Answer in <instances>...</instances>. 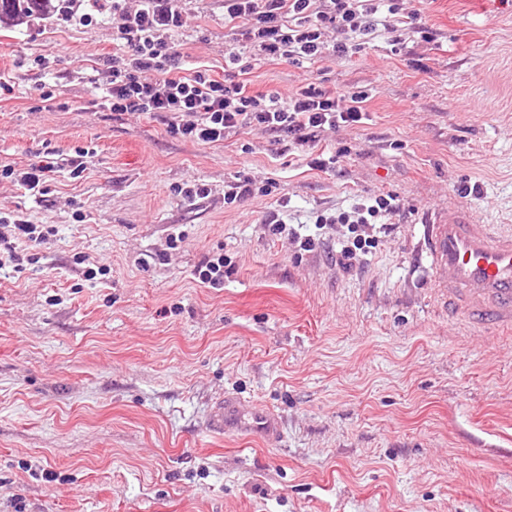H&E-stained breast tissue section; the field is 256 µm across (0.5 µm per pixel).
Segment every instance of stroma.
<instances>
[{"label":"stroma","instance_id":"stroma-1","mask_svg":"<svg viewBox=\"0 0 512 512\" xmlns=\"http://www.w3.org/2000/svg\"><path fill=\"white\" fill-rule=\"evenodd\" d=\"M179 5L181 75L223 78L224 0ZM401 6L429 34L313 64L244 56L253 92H367L365 123L304 145L260 128L201 144L170 113L105 107L127 52L111 5L0 21V212L54 228L0 267V512H512V334L436 312L415 252L434 208L512 225V0ZM320 153L336 164L311 168ZM33 164L51 167L36 197L16 179ZM239 177L275 186L227 204ZM387 193L391 230L339 265L343 229L317 215ZM217 254L213 288L196 271ZM227 393L278 437L210 434Z\"/></svg>","mask_w":512,"mask_h":512}]
</instances>
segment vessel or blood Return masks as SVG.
<instances>
[{
  "label": "vessel or blood",
  "instance_id": "vessel-or-blood-1",
  "mask_svg": "<svg viewBox=\"0 0 512 512\" xmlns=\"http://www.w3.org/2000/svg\"><path fill=\"white\" fill-rule=\"evenodd\" d=\"M420 247L430 262L433 299L442 311L467 329L512 332L511 228L485 223L466 206L437 208L423 223ZM232 426L271 437L278 420L261 409L241 418L236 400L228 397L210 429L220 434Z\"/></svg>",
  "mask_w": 512,
  "mask_h": 512
}]
</instances>
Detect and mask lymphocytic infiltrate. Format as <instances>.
I'll return each mask as SVG.
<instances>
[{"instance_id":"1","label":"lymphocytic infiltrate","mask_w":512,"mask_h":512,"mask_svg":"<svg viewBox=\"0 0 512 512\" xmlns=\"http://www.w3.org/2000/svg\"><path fill=\"white\" fill-rule=\"evenodd\" d=\"M400 0H224L225 21L237 24L256 56L287 63L314 61L325 51L340 58L361 52L377 29L394 33L403 20ZM119 32L128 48L113 61L105 101L115 112H169L170 135L204 144L223 142L230 132L261 128L298 142L315 132L363 122L367 95L346 97L307 84L299 91L249 93L237 79L240 53L228 52L224 77L203 71L178 75V54L170 40L182 28L179 0H141L139 8L120 14ZM338 38L327 42L328 31ZM392 195L357 202L349 210L316 217L319 226H346L339 262L351 266L378 244L376 228L396 212Z\"/></svg>"}]
</instances>
